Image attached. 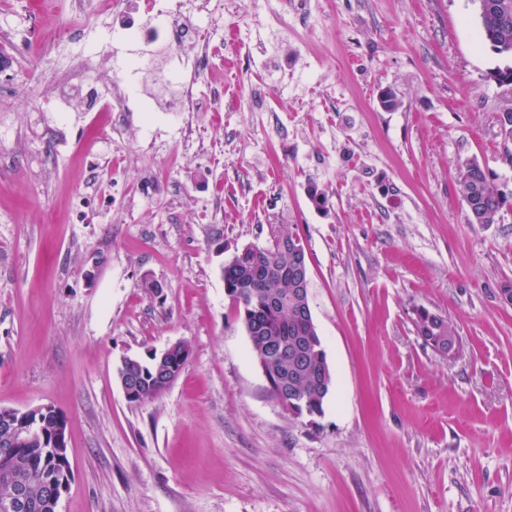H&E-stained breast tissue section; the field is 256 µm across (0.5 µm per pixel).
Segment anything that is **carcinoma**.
<instances>
[{"mask_svg":"<svg viewBox=\"0 0 512 512\" xmlns=\"http://www.w3.org/2000/svg\"><path fill=\"white\" fill-rule=\"evenodd\" d=\"M490 8L480 18L483 40L499 55L504 65L494 72L512 83V0H487ZM464 200L478 197L481 222L491 224L504 204L485 171L468 163L460 177ZM296 236L271 226L268 241L245 252L236 251L223 266L224 288L233 300L238 317L249 336L257 363L267 365L276 374L291 368V349L301 347L303 366L292 382L273 378V396L288 389L298 397L295 415L320 417L333 388V376L326 351L315 322L298 317L295 307L272 310L266 307L277 286L290 277L288 243ZM413 324L423 327L432 338L453 332L448 320L424 307L414 310ZM158 357L126 358L117 370L118 377L137 383L138 393L129 400L133 405L150 402L160 395L157 377ZM15 430L0 416V512H10L6 504L13 498L17 484L27 490L26 512H57L61 489L72 477L65 441L31 434L28 440L13 444Z\"/></svg>","mask_w":512,"mask_h":512,"instance_id":"cac0c4a2","label":"carcinoma"}]
</instances>
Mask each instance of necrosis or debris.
<instances>
[{"instance_id": "obj_1", "label": "necrosis or debris", "mask_w": 512, "mask_h": 512, "mask_svg": "<svg viewBox=\"0 0 512 512\" xmlns=\"http://www.w3.org/2000/svg\"><path fill=\"white\" fill-rule=\"evenodd\" d=\"M80 24L86 28L106 23L113 40L135 43L163 44L167 49L164 66L143 56L121 59L119 76L109 93H98L95 77L89 66L91 57L100 54L101 46L92 45L85 56L76 59L61 76L56 88V100L65 106H78L93 113L97 136L82 145L86 157L97 153L100 136L122 137L124 112L199 111L195 84L200 75L213 70L216 59L227 58L238 51L236 31L225 30L220 14L211 9V0H141V18L130 17L126 0H70ZM157 75L161 93L144 99L139 78Z\"/></svg>"}]
</instances>
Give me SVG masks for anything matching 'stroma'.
Returning <instances> with one entry per match:
<instances>
[{
  "label": "stroma",
  "mask_w": 512,
  "mask_h": 512,
  "mask_svg": "<svg viewBox=\"0 0 512 512\" xmlns=\"http://www.w3.org/2000/svg\"><path fill=\"white\" fill-rule=\"evenodd\" d=\"M309 2L283 35L242 28L223 125L186 118L198 153L178 116L129 112L124 146L82 156L86 118L43 103L107 34L68 0L45 4L67 49L0 88V407L65 416L58 512H512V85L489 77L473 0ZM469 162L505 200L496 223L471 221ZM93 166L112 196H88ZM274 225L305 244L333 371L313 419L271 394L224 288ZM421 306L455 357L416 335ZM179 341L178 378L130 404L122 360ZM413 324L415 329H418L421 326L428 330V336L431 338H437L438 336H443V334L446 333L447 336L442 340L434 342L431 344L432 346H429L446 357H451L455 354L458 346V337L455 333L448 336V333H452L454 330L445 317L431 312L425 307H420L414 310Z\"/></svg>",
  "instance_id": "stroma-1"
}]
</instances>
